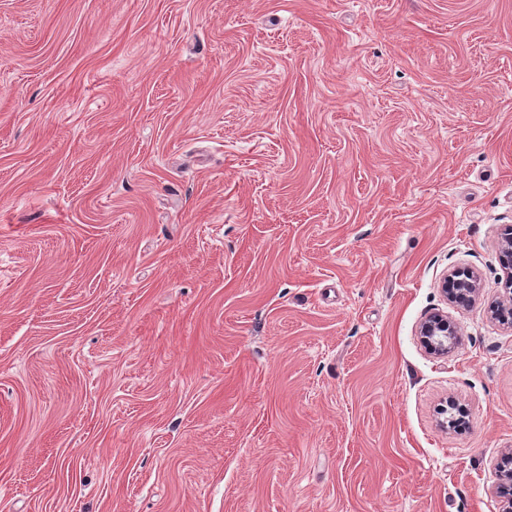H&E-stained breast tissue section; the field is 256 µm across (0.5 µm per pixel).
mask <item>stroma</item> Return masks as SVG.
Listing matches in <instances>:
<instances>
[{"label": "stroma", "mask_w": 512, "mask_h": 512, "mask_svg": "<svg viewBox=\"0 0 512 512\" xmlns=\"http://www.w3.org/2000/svg\"><path fill=\"white\" fill-rule=\"evenodd\" d=\"M510 229L512 0H0V512H503ZM441 288L452 302L467 305L474 299L477 293V280L470 274L463 279L451 275L444 280ZM422 342L433 353L447 354L457 342L455 327L442 315L426 319L419 328Z\"/></svg>", "instance_id": "obj_1"}]
</instances>
